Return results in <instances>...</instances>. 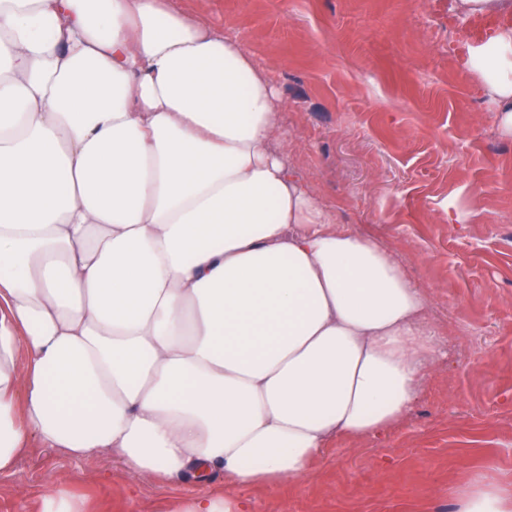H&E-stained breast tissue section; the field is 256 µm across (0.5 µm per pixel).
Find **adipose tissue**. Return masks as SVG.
I'll return each mask as SVG.
<instances>
[{"label": "adipose tissue", "instance_id": "ef3b65f1", "mask_svg": "<svg viewBox=\"0 0 512 512\" xmlns=\"http://www.w3.org/2000/svg\"><path fill=\"white\" fill-rule=\"evenodd\" d=\"M482 60L512 135L511 26L467 45ZM284 107L171 0H0V472L33 435L192 479L186 512H247L202 485L301 486L329 441L403 420L427 296L337 228Z\"/></svg>", "mask_w": 512, "mask_h": 512}]
</instances>
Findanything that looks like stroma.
Listing matches in <instances>:
<instances>
[{
	"instance_id": "stroma-1",
	"label": "stroma",
	"mask_w": 512,
	"mask_h": 512,
	"mask_svg": "<svg viewBox=\"0 0 512 512\" xmlns=\"http://www.w3.org/2000/svg\"><path fill=\"white\" fill-rule=\"evenodd\" d=\"M236 34L287 104L288 156L338 224L381 242L425 290L438 351L407 418L337 439L298 487L208 490L251 512H455L475 476L512 497V136L495 124L448 0H177ZM89 512H178L182 479L29 439L0 512H41L50 483Z\"/></svg>"
}]
</instances>
